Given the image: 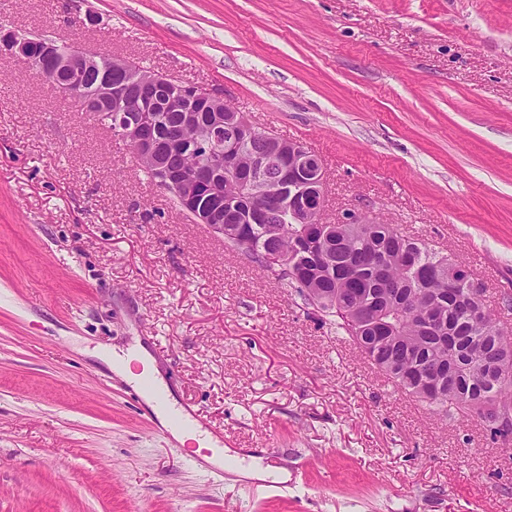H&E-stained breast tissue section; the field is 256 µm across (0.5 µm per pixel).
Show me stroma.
Wrapping results in <instances>:
<instances>
[{"label": "stroma", "instance_id": "35a3bbf8", "mask_svg": "<svg viewBox=\"0 0 512 512\" xmlns=\"http://www.w3.org/2000/svg\"><path fill=\"white\" fill-rule=\"evenodd\" d=\"M221 92L342 212L447 252L512 325V0H0V26ZM287 482L188 455L101 361ZM0 512H512V441L376 372L293 285L0 53ZM139 365L142 368L141 370ZM112 368L117 375L135 386L138 385L144 376L148 375L152 378L153 390L142 392V395L162 421L168 419L170 411L176 410V403L172 401L167 387L158 377L159 370L155 359L139 344L129 348L124 353H112ZM159 394L164 396L163 403L158 401Z\"/></svg>", "mask_w": 512, "mask_h": 512}]
</instances>
